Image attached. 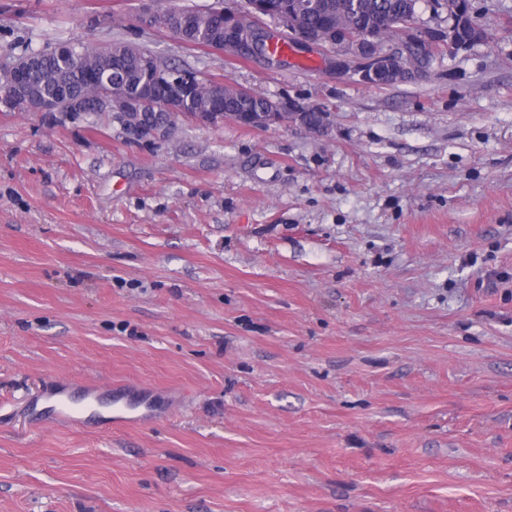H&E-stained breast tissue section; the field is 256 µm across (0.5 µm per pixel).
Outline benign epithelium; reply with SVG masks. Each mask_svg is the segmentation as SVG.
Here are the masks:
<instances>
[{
  "label": "benign epithelium",
  "mask_w": 512,
  "mask_h": 512,
  "mask_svg": "<svg viewBox=\"0 0 512 512\" xmlns=\"http://www.w3.org/2000/svg\"><path fill=\"white\" fill-rule=\"evenodd\" d=\"M269 11L268 0H247L246 15L229 13L220 8L216 12L224 15V38L213 39L209 48L229 55H239L246 49L257 54L260 45L257 42L258 29L255 25ZM448 15L452 24L448 28V53L456 52L469 45L459 39L456 31L467 27L471 39L483 36L482 30L469 22L462 0L448 3ZM289 32L308 45H320L307 38L301 31L297 16L290 12L282 16ZM379 36L372 33H360L347 38V44L353 46V52L359 57L358 72L361 80L372 85L383 83V76L402 65L400 56L386 52L379 47ZM36 55L16 57L8 63L0 64V73L8 78L5 87L10 94L0 97V105L7 110H25L45 112L49 115L59 114L74 118L84 112L80 100L65 90L53 97L33 98L28 90V75L34 67ZM200 85V76L194 72L171 71L155 60L145 65V74L140 85V94L130 95L108 82L97 85L96 96L102 106L114 113V118L129 132L146 140L166 137L175 125V120L185 116L182 112V100L186 93ZM159 86L169 88V92L156 106V111L145 112L141 108L143 100L152 98ZM192 120L203 124H216L231 120L250 128H267L270 126H300L306 129L319 130L321 126L308 123L305 108L293 101L277 100L267 112H226L220 102H215L208 112H194L188 115Z\"/></svg>",
  "instance_id": "benign-epithelium-1"
}]
</instances>
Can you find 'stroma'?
<instances>
[{"mask_svg":"<svg viewBox=\"0 0 512 512\" xmlns=\"http://www.w3.org/2000/svg\"><path fill=\"white\" fill-rule=\"evenodd\" d=\"M415 82L145 25L168 0H0V63L120 40L326 127L0 107V512H512V0ZM52 379L166 417L32 425Z\"/></svg>","mask_w":512,"mask_h":512,"instance_id":"obj_1","label":"stroma"}]
</instances>
